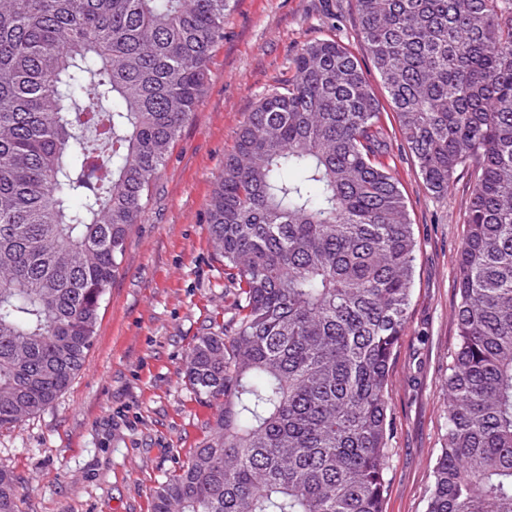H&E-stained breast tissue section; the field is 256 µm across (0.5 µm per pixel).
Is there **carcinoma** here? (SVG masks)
<instances>
[{
	"mask_svg": "<svg viewBox=\"0 0 512 512\" xmlns=\"http://www.w3.org/2000/svg\"><path fill=\"white\" fill-rule=\"evenodd\" d=\"M436 196L469 174L448 427L427 512H512V0H355ZM230 0H0V429L82 368L130 231L206 94ZM224 155L231 316L184 372L215 408L151 512H383L416 240L358 58L303 45ZM0 469V512H20Z\"/></svg>",
	"mask_w": 512,
	"mask_h": 512,
	"instance_id": "1",
	"label": "carcinoma"
}]
</instances>
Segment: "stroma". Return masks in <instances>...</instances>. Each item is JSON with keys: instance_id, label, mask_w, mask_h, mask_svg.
Instances as JSON below:
<instances>
[{"instance_id": "stroma-1", "label": "stroma", "mask_w": 512, "mask_h": 512, "mask_svg": "<svg viewBox=\"0 0 512 512\" xmlns=\"http://www.w3.org/2000/svg\"><path fill=\"white\" fill-rule=\"evenodd\" d=\"M332 34L364 58L354 0H234L208 91L131 230L82 369L44 411L0 429V468L18 481L21 512H149L155 488L202 439L211 410L184 382L187 354L234 293L211 253L208 200L257 101L288 78L298 48ZM383 161L418 242L409 318L389 370L384 510L426 512L448 416L468 181L431 194L397 139Z\"/></svg>"}]
</instances>
